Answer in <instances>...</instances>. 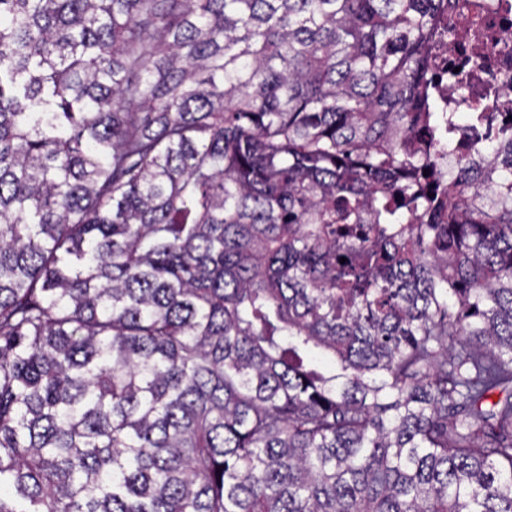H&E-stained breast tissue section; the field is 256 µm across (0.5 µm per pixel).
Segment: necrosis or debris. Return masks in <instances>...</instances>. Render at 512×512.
<instances>
[{
  "mask_svg": "<svg viewBox=\"0 0 512 512\" xmlns=\"http://www.w3.org/2000/svg\"><path fill=\"white\" fill-rule=\"evenodd\" d=\"M432 48L425 89L436 112L478 108L495 116L483 129L452 141L445 162L451 169L459 159L481 158L494 150L501 128L512 123V6L503 10L491 0H450L435 24ZM454 70L459 80L451 79Z\"/></svg>",
  "mask_w": 512,
  "mask_h": 512,
  "instance_id": "4bbe7bcc",
  "label": "necrosis or debris"
}]
</instances>
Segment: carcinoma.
Instances as JSON below:
<instances>
[{
	"label": "carcinoma",
	"mask_w": 512,
	"mask_h": 512,
	"mask_svg": "<svg viewBox=\"0 0 512 512\" xmlns=\"http://www.w3.org/2000/svg\"><path fill=\"white\" fill-rule=\"evenodd\" d=\"M448 2L0 0V512H512V130L409 150Z\"/></svg>",
	"instance_id": "cac0c4a2"
}]
</instances>
